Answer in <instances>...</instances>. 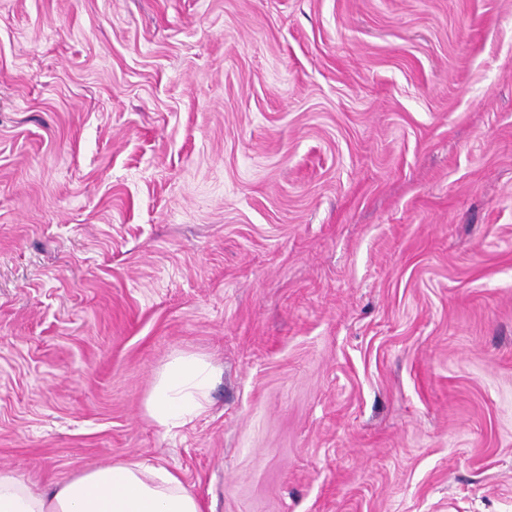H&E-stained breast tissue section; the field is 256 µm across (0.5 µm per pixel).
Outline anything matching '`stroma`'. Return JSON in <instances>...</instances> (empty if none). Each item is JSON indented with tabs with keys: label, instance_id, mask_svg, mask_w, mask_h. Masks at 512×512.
<instances>
[{
	"label": "stroma",
	"instance_id": "35a3bbf8",
	"mask_svg": "<svg viewBox=\"0 0 512 512\" xmlns=\"http://www.w3.org/2000/svg\"><path fill=\"white\" fill-rule=\"evenodd\" d=\"M138 460L512 512V0H0V468ZM217 369L195 355H180L160 371L149 394V416L168 429L182 427L202 415Z\"/></svg>",
	"mask_w": 512,
	"mask_h": 512
}]
</instances>
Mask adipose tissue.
<instances>
[{"label": "adipose tissue", "instance_id": "obj_1", "mask_svg": "<svg viewBox=\"0 0 512 512\" xmlns=\"http://www.w3.org/2000/svg\"><path fill=\"white\" fill-rule=\"evenodd\" d=\"M217 370L180 355L160 371L146 408L160 426L177 428L202 415ZM0 512H205L203 501L163 466L118 462L40 488L0 468Z\"/></svg>", "mask_w": 512, "mask_h": 512}]
</instances>
